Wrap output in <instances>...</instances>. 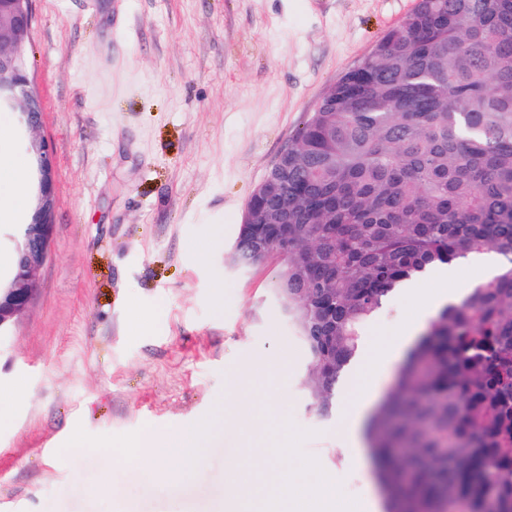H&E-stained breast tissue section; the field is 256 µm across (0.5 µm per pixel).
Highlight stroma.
<instances>
[{
    "mask_svg": "<svg viewBox=\"0 0 512 512\" xmlns=\"http://www.w3.org/2000/svg\"><path fill=\"white\" fill-rule=\"evenodd\" d=\"M418 0H33L28 53L55 160L51 257L0 338V512H224V455L273 489L292 480L384 498L337 412L310 409L306 350L268 284L227 264L248 199L305 115ZM19 112L0 141L25 152ZM392 294L362 345L410 317ZM267 363L251 378L246 368ZM252 395L250 433L226 424L185 475L123 463ZM79 428L87 445L66 449Z\"/></svg>",
    "mask_w": 512,
    "mask_h": 512,
    "instance_id": "35a3bbf8",
    "label": "stroma"
}]
</instances>
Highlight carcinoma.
<instances>
[{
    "label": "carcinoma",
    "instance_id": "carcinoma-1",
    "mask_svg": "<svg viewBox=\"0 0 512 512\" xmlns=\"http://www.w3.org/2000/svg\"><path fill=\"white\" fill-rule=\"evenodd\" d=\"M235 262L279 244L271 283L308 351L319 415L393 288L503 257L438 311L366 437L389 512H512V0H419L332 85L268 174Z\"/></svg>",
    "mask_w": 512,
    "mask_h": 512
}]
</instances>
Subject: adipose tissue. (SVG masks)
<instances>
[{
	"label": "adipose tissue",
	"mask_w": 512,
	"mask_h": 512,
	"mask_svg": "<svg viewBox=\"0 0 512 512\" xmlns=\"http://www.w3.org/2000/svg\"><path fill=\"white\" fill-rule=\"evenodd\" d=\"M27 161L18 153L0 151V223L8 224L21 216L27 203ZM499 261L495 254H474L448 266L440 276V287L419 288L415 291L416 308L413 316L390 341L383 345H369L362 362L354 371L360 387L356 399L344 407L345 432L354 445H361L364 423L375 399V388L381 370L402 359L416 341L434 310L447 302L461 299L469 283L464 273L474 271L483 279L493 278ZM215 418L202 421L198 427L180 433L167 446H159L152 434H145L135 444L120 450L121 461L130 464L160 465L171 455L193 462L205 440L215 430ZM255 487L244 477V462L232 456L224 461V505L226 512H239L241 503L253 496ZM260 512H377L373 501L345 503L338 500L327 486L319 485L298 494L291 486H284L281 496L269 497L262 502Z\"/></svg>",
	"instance_id": "ef3b65f1"
}]
</instances>
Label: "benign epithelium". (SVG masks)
I'll return each mask as SVG.
<instances>
[{
    "label": "benign epithelium",
    "instance_id": "benign-epithelium-1",
    "mask_svg": "<svg viewBox=\"0 0 512 512\" xmlns=\"http://www.w3.org/2000/svg\"><path fill=\"white\" fill-rule=\"evenodd\" d=\"M31 3L32 0H0V97L11 100L27 126L37 130L42 125L43 103L25 63ZM28 149L39 172L37 203L16 247L15 272L6 286H0V335L9 333L27 311L33 282L50 255L56 205L54 159L42 137L32 138Z\"/></svg>",
    "mask_w": 512,
    "mask_h": 512
}]
</instances>
